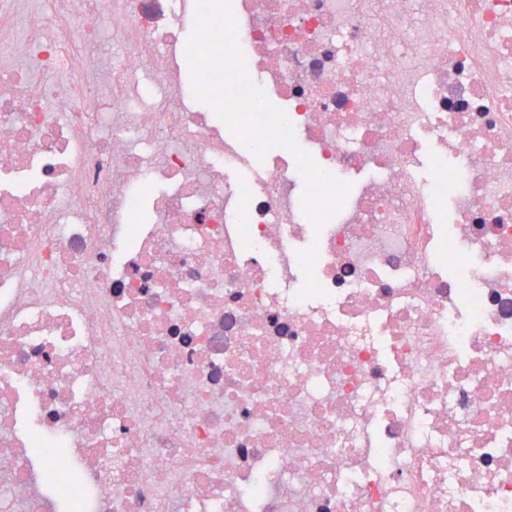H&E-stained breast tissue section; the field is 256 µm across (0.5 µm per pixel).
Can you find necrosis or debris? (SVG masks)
<instances>
[{"instance_id": "obj_1", "label": "necrosis or debris", "mask_w": 512, "mask_h": 512, "mask_svg": "<svg viewBox=\"0 0 512 512\" xmlns=\"http://www.w3.org/2000/svg\"><path fill=\"white\" fill-rule=\"evenodd\" d=\"M198 3L0 0V512H512V0H229L318 228Z\"/></svg>"}]
</instances>
